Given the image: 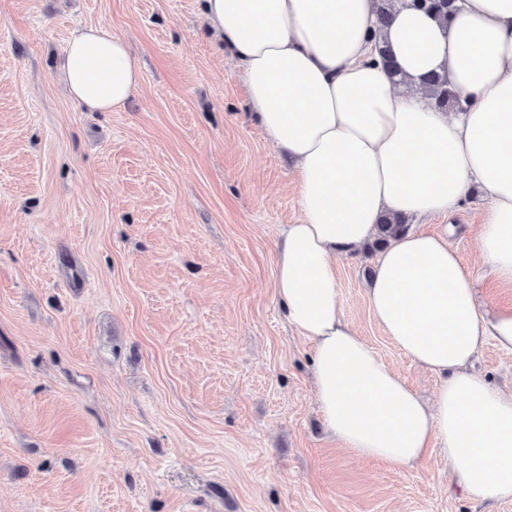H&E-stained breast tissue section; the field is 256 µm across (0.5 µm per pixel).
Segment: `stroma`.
<instances>
[{
	"instance_id": "35a3bbf8",
	"label": "stroma",
	"mask_w": 512,
	"mask_h": 512,
	"mask_svg": "<svg viewBox=\"0 0 512 512\" xmlns=\"http://www.w3.org/2000/svg\"><path fill=\"white\" fill-rule=\"evenodd\" d=\"M128 40L125 107L77 105L58 76L71 33ZM294 165L258 126L202 0H0V512H512L477 503L431 457L397 469L338 448L311 344L274 291L300 211ZM487 201L450 217L485 307ZM338 260L352 329L425 399L437 377L390 341ZM474 369L512 393V353Z\"/></svg>"
}]
</instances>
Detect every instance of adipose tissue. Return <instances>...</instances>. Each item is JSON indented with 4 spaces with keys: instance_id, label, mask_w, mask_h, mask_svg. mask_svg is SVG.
<instances>
[{
    "instance_id": "obj_1",
    "label": "adipose tissue",
    "mask_w": 512,
    "mask_h": 512,
    "mask_svg": "<svg viewBox=\"0 0 512 512\" xmlns=\"http://www.w3.org/2000/svg\"><path fill=\"white\" fill-rule=\"evenodd\" d=\"M449 21L401 0H204L213 37L238 62L246 97L296 169L300 217L286 225L275 293L312 344L317 403L340 448L412 468L431 453L476 502L512 500V394L470 370L487 342L512 352V309L490 311L448 237L407 232L379 254L366 290L377 322L418 368L440 375L432 400L346 322L336 258L357 253L384 215L452 214L474 192L486 274L512 288V0H452ZM387 43L400 80L384 71ZM79 105L123 107L140 83L128 43L75 30L61 56ZM446 75L461 107H434L425 78Z\"/></svg>"
}]
</instances>
